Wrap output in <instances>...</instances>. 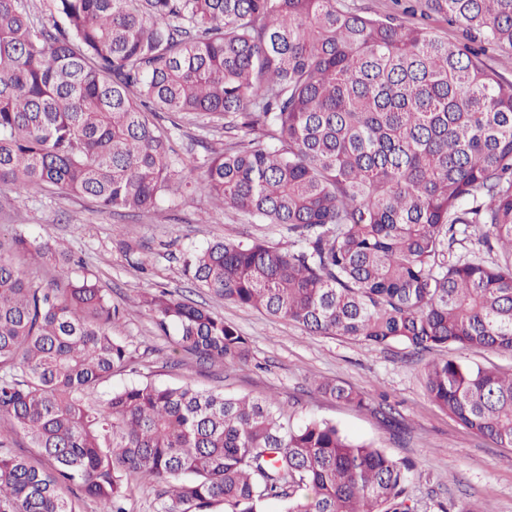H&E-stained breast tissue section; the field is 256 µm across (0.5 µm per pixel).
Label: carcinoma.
Returning a JSON list of instances; mask_svg holds the SVG:
<instances>
[{
    "label": "carcinoma",
    "mask_w": 512,
    "mask_h": 512,
    "mask_svg": "<svg viewBox=\"0 0 512 512\" xmlns=\"http://www.w3.org/2000/svg\"><path fill=\"white\" fill-rule=\"evenodd\" d=\"M0 0V184L62 189L103 210L154 209L179 171L171 115L234 118L204 162L215 209L286 227L300 247L220 239L188 251L215 297L312 335L413 353H512V0ZM445 17L452 44L407 20ZM495 258H453L456 225ZM61 274L50 235H0V512H127L133 482L156 512H413L409 466L334 424L290 422L263 399L189 386L111 388L133 363L112 335L123 310L93 279ZM175 351L241 363L249 343L220 314L139 296ZM318 392L366 409L328 380ZM428 398L512 448V372L441 357ZM48 466L16 452L14 436Z\"/></svg>",
    "instance_id": "1"
}]
</instances>
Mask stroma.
I'll return each mask as SVG.
<instances>
[{
	"label": "stroma",
	"mask_w": 512,
	"mask_h": 512,
	"mask_svg": "<svg viewBox=\"0 0 512 512\" xmlns=\"http://www.w3.org/2000/svg\"><path fill=\"white\" fill-rule=\"evenodd\" d=\"M171 136L180 177L158 208L140 217L105 213L89 199L58 190L19 195L0 185V233L51 235L77 259L73 276L96 280L113 302L164 288L223 315L250 344L247 362L200 366L179 357L143 308L127 306L112 333L129 344L134 368L114 375L113 386L152 382L252 398L274 395L293 424L329 421L353 440L410 464L414 512H447L452 504L467 505L470 512L486 505L512 512V448L475 436L428 399L423 376L432 354H413L400 343L382 349L315 336L294 323L218 300L187 280L182 254L212 240L259 241L281 249L295 248L296 242L281 226L230 209L214 213L201 193L194 206H185L183 192L200 181L209 150L223 148L224 128L189 117ZM135 254L145 259V269L132 265ZM317 379L352 387L364 395L368 409L319 393ZM388 405L398 413L402 434H394L377 413Z\"/></svg>",
	"instance_id": "35a3bbf8"
}]
</instances>
